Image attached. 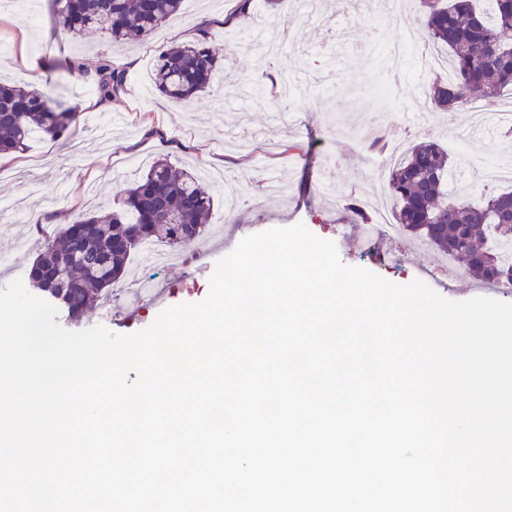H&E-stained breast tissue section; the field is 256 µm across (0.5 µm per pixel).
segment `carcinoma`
<instances>
[{
	"label": "carcinoma",
	"mask_w": 512,
	"mask_h": 512,
	"mask_svg": "<svg viewBox=\"0 0 512 512\" xmlns=\"http://www.w3.org/2000/svg\"><path fill=\"white\" fill-rule=\"evenodd\" d=\"M56 28L72 37L106 35L114 43L133 36L146 38L174 16L182 0H53ZM425 18L427 40L448 53L453 79L434 80L428 95L441 111L463 107L478 98L496 101L512 87V0H492L493 12L477 0H414ZM96 88L102 100L119 96L127 72L103 60L88 70L69 62ZM221 64L206 38L173 46L155 65L157 89L177 102L188 103L206 92ZM76 109L60 110L48 94L0 81V154L22 152L39 133L52 140L71 136ZM448 151L434 139L412 145L389 170L388 188L396 202L400 229L426 242L462 266L486 286L512 285V265L499 248H512V190L479 195L445 191ZM214 198L196 174L167 159L154 161L145 176L117 201L106 216H87L65 225L57 239L44 243L29 269V280L47 299L64 305L72 319H81L94 297L124 280L132 255L112 249V241L128 236L135 224H162L163 233L199 228L183 242L189 246L206 234ZM108 267V276L99 264ZM58 273L73 287H48L47 275Z\"/></svg>",
	"instance_id": "carcinoma-1"
}]
</instances>
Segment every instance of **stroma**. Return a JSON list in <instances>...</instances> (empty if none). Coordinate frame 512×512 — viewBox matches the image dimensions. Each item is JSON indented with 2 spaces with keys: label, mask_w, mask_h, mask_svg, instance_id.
<instances>
[{
  "label": "stroma",
  "mask_w": 512,
  "mask_h": 512,
  "mask_svg": "<svg viewBox=\"0 0 512 512\" xmlns=\"http://www.w3.org/2000/svg\"><path fill=\"white\" fill-rule=\"evenodd\" d=\"M231 5L232 0H184L150 38L123 47L105 36H52L49 10L36 20L8 0L0 5V39L13 46L12 56L0 59V78L78 108L80 142L73 150L68 142L35 135L24 152L0 164V207L8 212L0 220V288L27 279L39 230L59 234L60 225L39 227L37 215L59 207L75 221L94 207H112L159 158L228 175V182L209 186L214 211L208 235L200 246L181 248L180 259L164 267L132 260L125 284L135 294L149 288L150 296L136 306L114 304L108 313L93 308L77 323L59 311L65 329L101 325L118 334L138 332L165 308L206 298L210 274L198 269L199 249L223 257L247 235L299 222L333 241L344 265L398 285L423 279L424 266L442 263L434 249L405 234L379 246L362 244V225L351 223L341 207L350 194L393 206L386 177L375 175L370 156L350 135L376 114L386 124L389 143L406 147L439 139L451 159L449 192L483 190L475 166L512 164V142L499 141L494 125L474 128L466 110L433 109L426 88L434 77H447V69L414 81L389 74L386 45L422 42L420 17L399 7L382 20L369 5L342 12L334 0H314L310 7L304 0H285L275 8L254 0L249 17L226 27L218 19ZM204 17L213 21L210 43L224 58L223 71L197 101L177 103L156 89L155 64L177 32ZM269 25L282 28L278 51H252L245 36ZM104 58L126 69L125 89L105 108H84L96 92L71 74L67 62L92 69ZM228 73L261 81L262 101L247 107L236 101L224 82ZM150 127L155 136H146ZM238 178L254 185L244 203L231 200Z\"/></svg>",
  "instance_id": "35a3bbf8"
}]
</instances>
